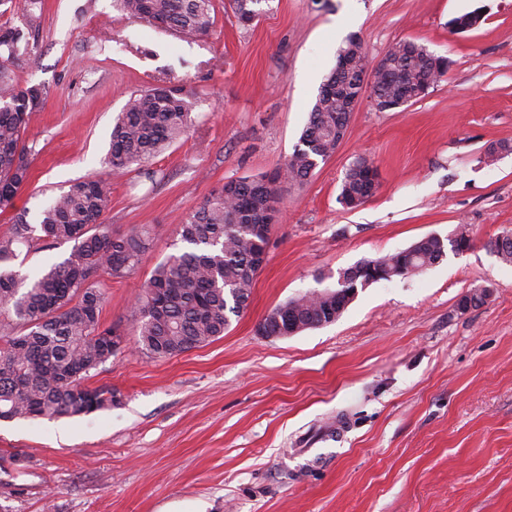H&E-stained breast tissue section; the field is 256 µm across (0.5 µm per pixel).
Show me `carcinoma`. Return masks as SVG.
I'll use <instances>...</instances> for the list:
<instances>
[{
    "instance_id": "1",
    "label": "carcinoma",
    "mask_w": 512,
    "mask_h": 512,
    "mask_svg": "<svg viewBox=\"0 0 512 512\" xmlns=\"http://www.w3.org/2000/svg\"><path fill=\"white\" fill-rule=\"evenodd\" d=\"M24 26H0V212L13 207L29 178L30 150L24 141L30 114L44 101V88L16 80L14 68L29 45L42 0H26ZM131 19L186 38L210 32L214 0H114ZM262 0H234L247 26ZM448 61L411 40L395 44L386 68L374 76L384 109L424 97L447 72ZM347 97L336 96V70L325 77L299 143L283 166L261 178L230 179L192 210L177 235L182 248L167 255L143 285L133 308L138 348L151 358H171L222 336L229 315L251 297L257 269L253 257L267 244L268 210L279 204V177L301 183L336 151V129H348ZM193 94L164 83L132 94L112 128L106 164L113 172L140 169L185 137L194 118ZM369 167L350 168L338 196L353 209L366 202ZM111 183L102 176L76 181L62 191L36 224L25 210L0 234V420L89 415L119 403L109 387L87 380L121 349L120 325L101 322L100 279L123 278L152 245L150 231L116 233L104 224ZM36 241L73 243L68 256L29 278L12 266L17 251ZM448 244L430 238L416 246L370 259L379 276L311 291L275 308L281 319L303 325L337 320L362 289L394 276L422 273L447 254Z\"/></svg>"
}]
</instances>
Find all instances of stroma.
<instances>
[{
    "mask_svg": "<svg viewBox=\"0 0 512 512\" xmlns=\"http://www.w3.org/2000/svg\"><path fill=\"white\" fill-rule=\"evenodd\" d=\"M203 37L117 11L113 0H44L14 72L45 88L15 207L37 218L68 185L107 172L114 120L133 92L195 93L189 134L148 166L112 175L104 220L153 229L134 273L102 278L101 320L122 350L90 383L120 394L85 416L0 422V512H512V265L488 243L512 229V0H269L241 26L215 0ZM484 20L456 34L454 16ZM370 60L413 40L449 68L423 98L378 110L363 96L345 139L281 214L247 307L223 337L181 355L142 354L131 322L193 208L225 181L269 175L299 142L339 47ZM379 172L362 206L337 201L359 156ZM466 225L472 247L429 270L359 290L336 322L287 338L258 323L332 288L340 270ZM67 244L20 248L36 275ZM487 288L479 306L459 301Z\"/></svg>",
    "mask_w": 512,
    "mask_h": 512,
    "instance_id": "1",
    "label": "stroma"
}]
</instances>
